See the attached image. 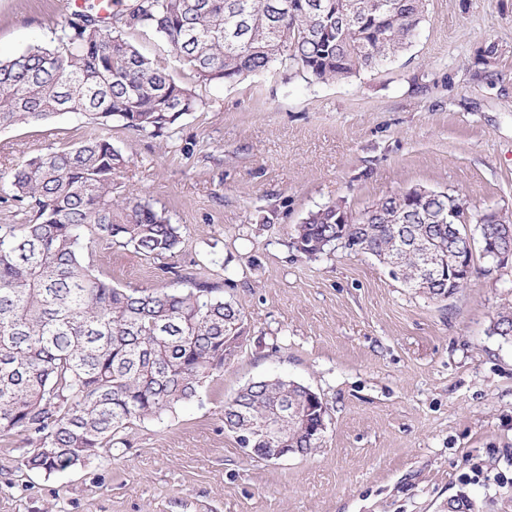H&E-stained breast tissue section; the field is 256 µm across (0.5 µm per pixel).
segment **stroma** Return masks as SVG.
Listing matches in <instances>:
<instances>
[{"mask_svg": "<svg viewBox=\"0 0 512 512\" xmlns=\"http://www.w3.org/2000/svg\"><path fill=\"white\" fill-rule=\"evenodd\" d=\"M64 4L0 0V55L49 45ZM195 91L206 109L161 138L72 113L0 129V171L112 142L128 159L118 192L186 228L159 259L102 249L113 285L178 288L203 267L247 324L197 397L130 424L109 456L23 472L24 435L0 433V512H441L461 492L474 512H512V344L491 332L512 261L475 255L438 303L373 257L292 245L312 211L414 188L512 215V0H429L406 50L346 81L279 65ZM269 376L321 397L313 454L269 462L225 430V402Z\"/></svg>", "mask_w": 512, "mask_h": 512, "instance_id": "35a3bbf8", "label": "stroma"}]
</instances>
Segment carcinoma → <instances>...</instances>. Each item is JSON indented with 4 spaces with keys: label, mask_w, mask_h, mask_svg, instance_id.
Returning <instances> with one entry per match:
<instances>
[{
    "label": "carcinoma",
    "mask_w": 512,
    "mask_h": 512,
    "mask_svg": "<svg viewBox=\"0 0 512 512\" xmlns=\"http://www.w3.org/2000/svg\"><path fill=\"white\" fill-rule=\"evenodd\" d=\"M427 0H134L106 22L83 11L64 17L55 44L0 59V129L81 115L117 121L160 137L205 103L180 72L200 84L231 83L289 65L320 80H348L394 59L416 36ZM129 31L151 32L172 46L179 68L144 56ZM127 159L93 138L15 164L0 176V198L19 224L0 225V433H20V468L54 473L102 457L135 421L157 417L197 396L240 340L241 310L199 272L185 288H119L105 276L97 247L119 244L147 257L174 253L183 227L148 203L116 195L115 171ZM470 223L457 195L435 191L420 207L390 196L374 205L392 218L363 227L367 213L337 228L336 206L297 225L296 250L316 256L344 233V247L386 265L405 241L448 255V208ZM504 224L475 228L479 237L512 240ZM399 279L436 302L464 287L448 278L422 286L415 257ZM492 331L512 343V302ZM284 430L267 435L274 411ZM325 415L306 388L282 377L244 387L224 405V428L244 451L286 443L307 455Z\"/></svg>",
    "instance_id": "1"
}]
</instances>
